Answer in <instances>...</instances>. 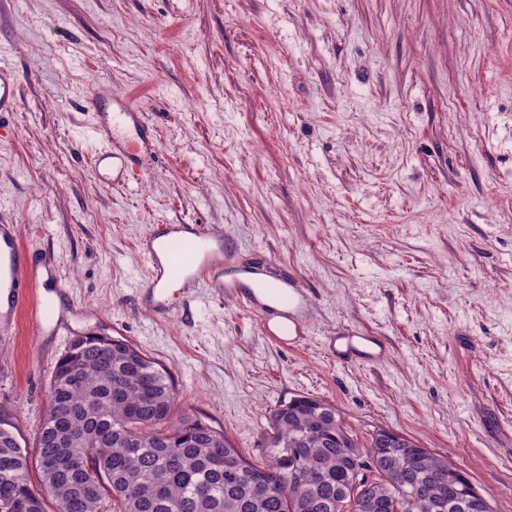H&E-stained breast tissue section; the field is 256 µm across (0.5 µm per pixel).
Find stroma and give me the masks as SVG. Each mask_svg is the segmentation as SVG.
Here are the masks:
<instances>
[{
    "mask_svg": "<svg viewBox=\"0 0 512 512\" xmlns=\"http://www.w3.org/2000/svg\"><path fill=\"white\" fill-rule=\"evenodd\" d=\"M20 78L0 112V223L54 258L59 332H0V407L27 447L85 334L170 372L175 416L256 465L271 410L330 402L447 456L512 512V0H0ZM130 99L156 153L104 184L90 95ZM156 224L222 230L313 299L308 343H270L235 300L140 303ZM359 327L376 364L336 363ZM326 349L336 361L372 364L382 360L386 342L359 329H344L327 338Z\"/></svg>",
    "mask_w": 512,
    "mask_h": 512,
    "instance_id": "1",
    "label": "stroma"
}]
</instances>
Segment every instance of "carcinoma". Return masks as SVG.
<instances>
[{
    "label": "carcinoma",
    "instance_id": "carcinoma-1",
    "mask_svg": "<svg viewBox=\"0 0 512 512\" xmlns=\"http://www.w3.org/2000/svg\"><path fill=\"white\" fill-rule=\"evenodd\" d=\"M169 371L124 339L86 335L56 363L37 430L41 492L29 452L0 410V512H450L469 476L407 438L360 443L336 407L301 396L272 410L268 464L243 457L224 432L173 419Z\"/></svg>",
    "mask_w": 512,
    "mask_h": 512
}]
</instances>
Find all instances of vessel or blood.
Listing matches in <instances>:
<instances>
[{"label": "vessel or blood", "mask_w": 512, "mask_h": 512, "mask_svg": "<svg viewBox=\"0 0 512 512\" xmlns=\"http://www.w3.org/2000/svg\"><path fill=\"white\" fill-rule=\"evenodd\" d=\"M18 101V73L0 57V112L14 111ZM89 104L91 132L105 143L94 157L98 176L106 184L133 178L143 156L154 149L143 113L124 97L106 102L93 97ZM140 251L148 271L140 299L155 313H165L172 306L168 284L177 279L183 293L206 287L236 299L273 343L292 348L306 343L312 310L309 294L289 274L270 275L263 258L235 260L218 231L199 224H158L141 241ZM54 273L53 264L30 257L17 225L0 224L1 331L12 330L23 315L32 337L45 333L50 315L39 290ZM326 349L340 362L372 364L382 360L386 343L381 337L346 329L329 337Z\"/></svg>", "instance_id": "b4317fda"}]
</instances>
